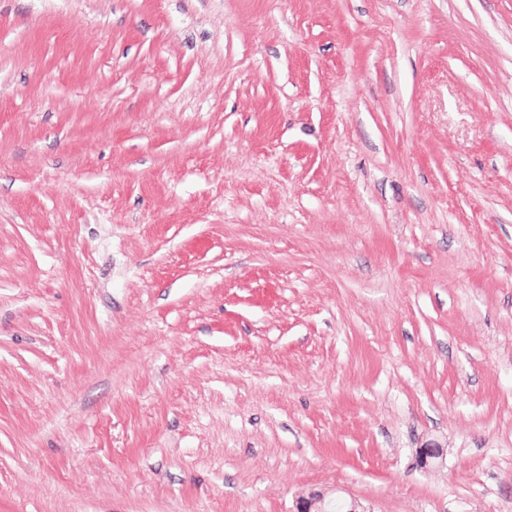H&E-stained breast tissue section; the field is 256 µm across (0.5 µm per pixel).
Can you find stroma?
<instances>
[{
    "label": "stroma",
    "mask_w": 512,
    "mask_h": 512,
    "mask_svg": "<svg viewBox=\"0 0 512 512\" xmlns=\"http://www.w3.org/2000/svg\"><path fill=\"white\" fill-rule=\"evenodd\" d=\"M312 491L512 512V0H0V512Z\"/></svg>",
    "instance_id": "obj_1"
}]
</instances>
